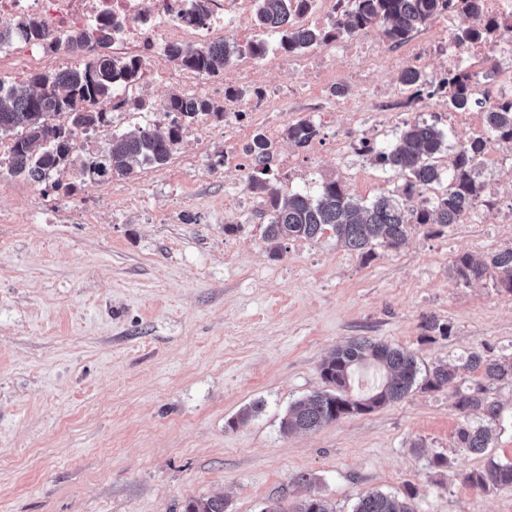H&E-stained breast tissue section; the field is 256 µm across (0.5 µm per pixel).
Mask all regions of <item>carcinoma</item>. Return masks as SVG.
<instances>
[{"label": "carcinoma", "instance_id": "carcinoma-1", "mask_svg": "<svg viewBox=\"0 0 512 512\" xmlns=\"http://www.w3.org/2000/svg\"><path fill=\"white\" fill-rule=\"evenodd\" d=\"M315 2L254 0L257 25L278 32L280 47L288 53L303 52L339 35L353 37L371 27L377 28L383 39L396 47L451 8L482 20L476 27L460 28L452 33L454 42L462 49L476 41L493 42L512 31L498 17L482 11L475 0H337L335 20L331 29L325 30L303 23ZM21 34L34 42L49 39L38 22L26 19L1 28L0 44L12 42ZM103 40L104 34L85 31H75L66 38L68 43L97 46ZM266 51L263 40L242 47L226 38L216 46L180 44L169 51L168 59L202 76H217L239 57L247 54L261 59ZM140 68L136 60L106 52L64 72L36 73L8 85L0 81V138L12 137L7 159L0 160V168L31 182L49 181L56 190L70 188L63 177L72 168L86 180L105 183L130 176L136 164L166 165L182 140L184 126L206 115L224 118V107L209 98L173 93L166 110L177 113L179 121L169 125L166 134L137 125L113 134L104 152L86 156L77 152L75 134L108 124L105 113L96 110L93 104L112 99L120 82L136 83ZM399 80L414 89L412 99L417 103L426 96L437 95L432 90L435 80L415 68L404 69ZM470 81L471 75L465 72L448 74L443 79L448 85L444 103L455 112L481 105L493 135L512 143V98L476 99L469 88ZM318 135L316 123L305 119L286 129L288 140L300 148ZM444 145L445 134L437 122L419 119L405 123L396 142L388 148L379 149L372 142L360 141L359 153L399 172L405 179L400 196L381 195L364 205L336 181L323 183L313 194L281 195L270 179L276 159L273 145L262 134L255 135L248 151L252 172L247 177V188L260 199L259 216L266 221V241L278 255L285 240H313L330 230L338 242L367 261L374 257L378 246L398 249L405 245L411 227L416 224L445 228L460 223L481 202L482 185L477 182L475 171L487 143L480 137L460 140L446 171L436 162V155ZM445 177L448 178L445 193L427 205L413 204L417 190L438 184ZM489 274L495 279L496 287L512 293V246L491 253L483 262L468 254L460 255L450 268L451 277L460 285H469ZM363 365L382 369L384 380L373 394L355 397L348 391L350 377L355 368ZM464 366L479 376L468 391L456 393L455 407L462 418L457 444L482 457L489 441L485 423L496 420L500 414L487 393L492 386L512 387V356L492 357L474 350L465 357ZM419 373L412 352L370 338L353 339L333 350L321 366L329 389L294 404L281 421V430L285 434L311 432L341 418L396 403L412 390ZM456 378L457 367L440 363L426 374L424 387L435 390L450 387ZM465 480L484 489L512 487V462L489 458L483 467L467 473ZM414 497L412 489L402 498L372 492L359 498L353 512H415L411 502ZM185 512H225L224 499L192 500ZM290 512L335 510L325 498L311 491Z\"/></svg>", "mask_w": 512, "mask_h": 512}]
</instances>
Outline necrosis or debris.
Returning a JSON list of instances; mask_svg holds the SVG:
<instances>
[{"label":"necrosis or debris","instance_id":"obj_1","mask_svg":"<svg viewBox=\"0 0 512 512\" xmlns=\"http://www.w3.org/2000/svg\"><path fill=\"white\" fill-rule=\"evenodd\" d=\"M249 0H0V19L31 17L56 38L77 29H97L106 25L107 45L113 54L143 60L141 77L177 80L192 90L204 88L199 76L171 65L156 73L149 60L171 45L222 42L229 24L244 19ZM423 56H443L447 71L481 66L495 78L512 84V65L502 66L512 57V36L492 43H474L459 50L452 40L425 44Z\"/></svg>","mask_w":512,"mask_h":512}]
</instances>
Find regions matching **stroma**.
I'll use <instances>...</instances> for the list:
<instances>
[{
  "label": "stroma",
  "instance_id": "35a3bbf8",
  "mask_svg": "<svg viewBox=\"0 0 512 512\" xmlns=\"http://www.w3.org/2000/svg\"><path fill=\"white\" fill-rule=\"evenodd\" d=\"M245 26L229 38L264 39L266 56L248 79L208 80L215 98L230 84L241 91L236 136L213 121L204 151L185 138L165 166L80 181L68 195L0 173V512H183L210 497L227 512H262L302 498L304 474L335 512L410 487L416 512H512V489L465 479L485 458L458 447L452 392L474 372L313 432L281 430L292 404L326 390L330 352L357 337L411 351L424 371L473 350L512 354V293L450 276L456 256L512 245V144L489 139L477 106L455 113L429 100L406 111L402 70L443 67L418 56L437 24L397 47L365 30L361 54L346 36L288 54L253 16ZM434 115L449 144L488 138L484 205L439 233L414 226L405 245L368 261L329 231L272 256L246 188L256 134L294 160L291 182L272 175L280 193L335 180L366 204L404 179L342 138L387 146L405 123ZM301 119L321 123L316 150L284 135ZM429 316L450 335L425 332ZM489 397L500 415L487 453L510 462L512 387Z\"/></svg>",
  "mask_w": 512,
  "mask_h": 512
}]
</instances>
